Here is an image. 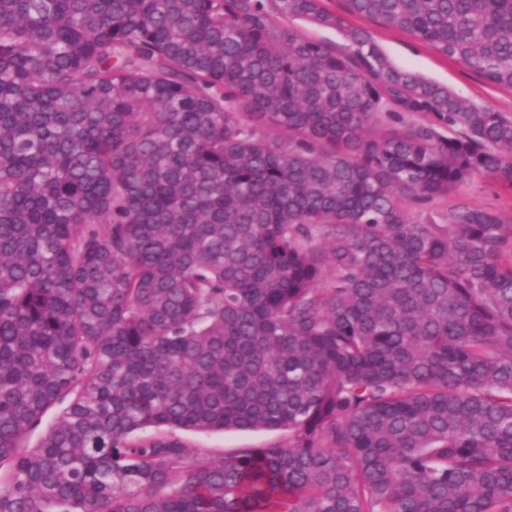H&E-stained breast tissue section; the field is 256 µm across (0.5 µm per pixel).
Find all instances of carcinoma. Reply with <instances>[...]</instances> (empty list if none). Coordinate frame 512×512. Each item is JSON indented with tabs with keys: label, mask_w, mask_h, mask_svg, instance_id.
I'll list each match as a JSON object with an SVG mask.
<instances>
[{
	"label": "carcinoma",
	"mask_w": 512,
	"mask_h": 512,
	"mask_svg": "<svg viewBox=\"0 0 512 512\" xmlns=\"http://www.w3.org/2000/svg\"><path fill=\"white\" fill-rule=\"evenodd\" d=\"M344 4L0 0V512H512V225L431 208L512 117L346 21L512 87V0ZM270 1L271 0H262L266 8L271 11L273 20L277 25L293 29L305 36L322 40L337 52H340L344 49L346 42L343 37L336 31L316 28L300 20H291L278 13L277 11H274L271 7ZM352 26L368 28L389 61L400 68L413 70L473 103L512 116V88L486 82L454 59L443 56L432 46L412 35L376 22L346 16ZM176 434L189 447L206 454L224 452L229 448H266L284 442L281 431L258 430L230 433H201L179 430Z\"/></svg>",
	"instance_id": "1"
}]
</instances>
